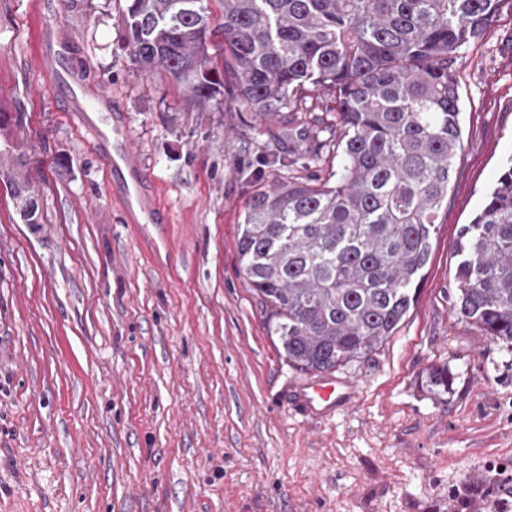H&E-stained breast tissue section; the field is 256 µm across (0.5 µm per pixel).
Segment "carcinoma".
I'll use <instances>...</instances> for the list:
<instances>
[{
    "label": "carcinoma",
    "instance_id": "obj_1",
    "mask_svg": "<svg viewBox=\"0 0 512 512\" xmlns=\"http://www.w3.org/2000/svg\"><path fill=\"white\" fill-rule=\"evenodd\" d=\"M126 0L137 68L203 104L223 93L325 178L292 174L246 203L239 269L288 362L327 372L379 347L414 304L461 149L459 62L506 0ZM221 49L222 69L209 50ZM318 92L335 107L298 122ZM14 185L26 224L39 206ZM452 310L512 347V160L463 226ZM448 392V366L428 371Z\"/></svg>",
    "mask_w": 512,
    "mask_h": 512
}]
</instances>
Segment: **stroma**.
Returning a JSON list of instances; mask_svg holds the SVG:
<instances>
[{"mask_svg":"<svg viewBox=\"0 0 512 512\" xmlns=\"http://www.w3.org/2000/svg\"><path fill=\"white\" fill-rule=\"evenodd\" d=\"M124 6L0 0V141L18 155L0 165V512H484L512 489V348L451 299L459 231L512 158V7L459 67L463 147L413 307L327 372L347 404L305 416L315 375L282 357L237 253L246 202L288 175L279 122L138 70ZM60 36L124 114L158 222H129L41 69Z\"/></svg>","mask_w":512,"mask_h":512,"instance_id":"35a3bbf8","label":"stroma"}]
</instances>
